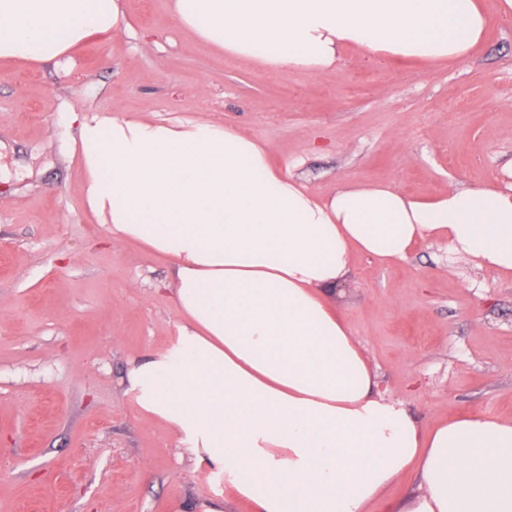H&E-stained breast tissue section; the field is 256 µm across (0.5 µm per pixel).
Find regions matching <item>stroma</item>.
<instances>
[{
  "instance_id": "stroma-1",
  "label": "stroma",
  "mask_w": 512,
  "mask_h": 512,
  "mask_svg": "<svg viewBox=\"0 0 512 512\" xmlns=\"http://www.w3.org/2000/svg\"><path fill=\"white\" fill-rule=\"evenodd\" d=\"M484 6L487 41L458 64L348 51L328 77L273 71L183 31L165 0H124L131 31L71 59L0 63V512H252L120 385L176 334L171 268L84 209L73 113L205 116L323 196L493 183L512 163V18ZM335 302L422 426L512 418V276L427 239L394 265L356 256Z\"/></svg>"
}]
</instances>
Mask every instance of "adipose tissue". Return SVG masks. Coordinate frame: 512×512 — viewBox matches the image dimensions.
<instances>
[{
    "label": "adipose tissue",
    "instance_id": "1",
    "mask_svg": "<svg viewBox=\"0 0 512 512\" xmlns=\"http://www.w3.org/2000/svg\"><path fill=\"white\" fill-rule=\"evenodd\" d=\"M213 49L272 70L335 73L361 57L459 62L482 44L481 0H167ZM122 0H0V59L40 64L128 30ZM85 209L118 243L166 259L179 315L166 350L122 382L254 512H364L408 471L388 512H512V420L422 429L381 389L336 308L353 258L406 260L420 240L512 275L504 182L439 198L393 184L311 194L250 133L206 117L83 116L73 141ZM418 482V477L414 472L407 473L401 479L395 482L392 486H390L380 499L370 503L367 506V511H386V507L389 502L397 501L409 491L416 489L418 486Z\"/></svg>",
    "mask_w": 512,
    "mask_h": 512
}]
</instances>
